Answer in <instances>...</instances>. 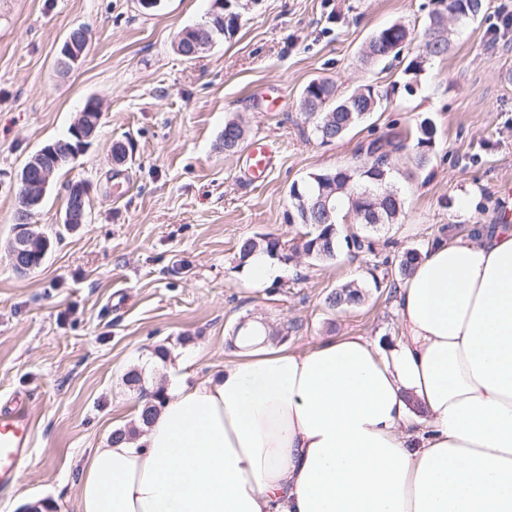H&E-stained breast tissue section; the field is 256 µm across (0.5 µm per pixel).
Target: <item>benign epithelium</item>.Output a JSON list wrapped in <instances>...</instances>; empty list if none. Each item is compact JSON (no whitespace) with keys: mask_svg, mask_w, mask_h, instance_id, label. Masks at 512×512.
<instances>
[{"mask_svg":"<svg viewBox=\"0 0 512 512\" xmlns=\"http://www.w3.org/2000/svg\"><path fill=\"white\" fill-rule=\"evenodd\" d=\"M89 44L86 30L82 27L72 30L60 47L58 59L61 61L59 70H71L83 57ZM102 118V112L95 99H89V111L78 113L72 124L73 139L67 146L53 141L36 152L24 165L19 175L17 196L22 198L18 210V222L14 227V235L10 241L13 264L19 271L28 269L23 258L28 255L34 243H39V252L45 253L49 239L33 230L35 206L42 203L53 171L59 166L76 159L89 146ZM89 187L83 182H75L68 186V198L72 206L65 211L63 224L67 228H78L87 223L90 198Z\"/></svg>","mask_w":512,"mask_h":512,"instance_id":"7a95c632","label":"benign epithelium"}]
</instances>
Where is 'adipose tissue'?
<instances>
[{"instance_id":"adipose-tissue-1","label":"adipose tissue","mask_w":512,"mask_h":512,"mask_svg":"<svg viewBox=\"0 0 512 512\" xmlns=\"http://www.w3.org/2000/svg\"><path fill=\"white\" fill-rule=\"evenodd\" d=\"M383 346H261L93 449L78 512H512V226L439 236Z\"/></svg>"}]
</instances>
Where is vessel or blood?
Here are the masks:
<instances>
[{
  "instance_id": "vessel-or-blood-1",
  "label": "vessel or blood",
  "mask_w": 512,
  "mask_h": 512,
  "mask_svg": "<svg viewBox=\"0 0 512 512\" xmlns=\"http://www.w3.org/2000/svg\"><path fill=\"white\" fill-rule=\"evenodd\" d=\"M276 145L264 137L256 138L245 159L250 179L261 178L270 167ZM32 453V422L29 403L15 397L0 405V491L14 488Z\"/></svg>"
}]
</instances>
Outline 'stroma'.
I'll list each match as a JSON object with an SVG mask.
<instances>
[{
    "instance_id": "stroma-1",
    "label": "stroma",
    "mask_w": 512,
    "mask_h": 512,
    "mask_svg": "<svg viewBox=\"0 0 512 512\" xmlns=\"http://www.w3.org/2000/svg\"><path fill=\"white\" fill-rule=\"evenodd\" d=\"M235 32L193 59L177 34L206 19L211 0H0V403L29 396L33 451L20 483L0 492V512L48 505L78 512L82 467L139 403L122 378L145 386L181 367L189 379L217 373L240 320L295 324L287 345L328 336L379 342L400 334L389 284L402 252L438 235L499 223L512 208V0H486L479 19L457 25L447 55L429 61L413 95L403 69L438 0H224ZM412 31L397 59L366 63L379 28ZM89 34L67 74L57 51L71 30ZM335 81L347 94L374 86L386 98L343 140L307 139L305 86ZM274 90L278 105L261 96ZM102 119L89 148L57 173L34 222L50 241L36 270L16 273L7 246L16 223L13 183L44 145L66 135L88 99ZM436 126L430 163L394 158L404 203L398 223L373 235L374 253L283 264L272 287H254L234 254L240 238L299 239L288 191L308 173L352 165L363 144ZM277 153L263 183L242 175L244 152L225 153L228 119ZM90 189L91 217L62 224L70 183ZM368 285L364 302L328 310V291ZM169 350L166 360L154 355Z\"/></svg>"
}]
</instances>
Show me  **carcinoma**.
<instances>
[{"label":"carcinoma","instance_id":"cac0c4a2","mask_svg":"<svg viewBox=\"0 0 512 512\" xmlns=\"http://www.w3.org/2000/svg\"><path fill=\"white\" fill-rule=\"evenodd\" d=\"M443 9L429 18L423 33V54L411 59L403 69V90L410 94L418 86L425 71L426 60L448 53L453 30L448 19L474 21L485 9V0H440ZM238 16L232 12L219 18H208L200 27L224 37L233 31ZM408 28L402 23H392L375 32L364 50L367 62H376L398 51L394 46L408 40ZM382 95L371 85L340 96L336 84L329 79L314 80L303 90L299 107L311 120V135L320 143L339 141L358 124L367 120L380 107ZM247 131L238 121L231 119L224 124V152L235 153L243 145ZM436 145V127L424 119L415 127L412 141L398 136L392 139H374L360 147L363 158L353 166L311 173L289 188L290 211L288 223L306 229L299 240L291 245L273 234L241 238L236 245L235 260L238 268L247 265L256 252L279 261H291L293 255L302 254L316 262L336 259L340 246L358 255L373 252L372 242L362 229L377 224H395L403 214V200L391 184L394 167L392 154L402 151L414 153L416 165L425 167ZM328 198L331 218H326L322 208H312L320 193ZM348 225V232L341 234L339 225ZM420 258L416 248L406 249L398 263L399 275L406 277ZM365 300V286L353 281L332 289L324 298L325 306L335 312L347 311ZM129 386L138 388L142 398L138 423L147 427L154 421L166 401L165 387L148 390L140 386L141 375L130 371L125 375Z\"/></svg>","mask_w":512,"mask_h":512}]
</instances>
